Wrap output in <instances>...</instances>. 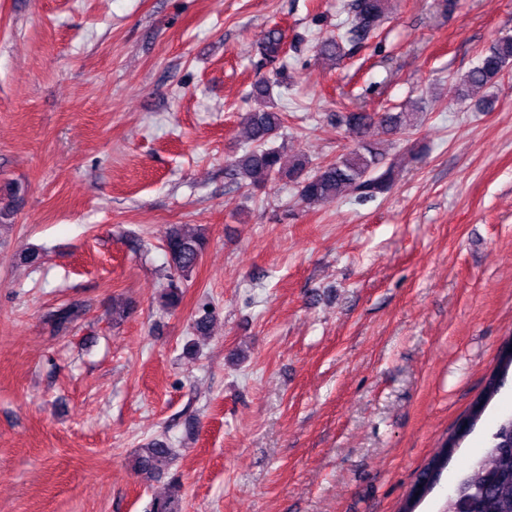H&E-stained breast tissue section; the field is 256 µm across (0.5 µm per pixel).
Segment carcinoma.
I'll return each instance as SVG.
<instances>
[{
	"instance_id": "1",
	"label": "carcinoma",
	"mask_w": 512,
	"mask_h": 512,
	"mask_svg": "<svg viewBox=\"0 0 512 512\" xmlns=\"http://www.w3.org/2000/svg\"><path fill=\"white\" fill-rule=\"evenodd\" d=\"M351 18L345 32L325 39L317 46V54L340 60L347 55V46L369 40L383 23L388 13V0H352ZM261 48L271 60L286 55L282 34L270 29L264 35ZM512 69V35L496 39L482 53L476 66L463 74L455 85V93L463 97L472 87L495 84L503 74ZM287 84L285 67L275 73V80L253 84L248 96L254 108L245 113V126L250 146L231 162V175L243 187L253 185L251 179L262 175L268 180L287 179L297 188L299 198L309 205L335 201L345 190L351 189L362 201L373 200L387 193L398 177L407 159H417L420 150L412 147L393 157L366 141L369 129L377 125L392 134H402L413 127L402 113L349 112L345 125L354 140V146L335 161L313 167L302 156L285 159L284 147L275 145L279 131L284 128L283 113L274 99V88ZM208 241L203 233L186 234L173 227L165 240V250L170 265L178 277L186 280L197 267ZM75 305H65L50 313L51 320L63 328L79 316ZM512 357L499 361L496 371L488 379L481 398L484 403L498 393L509 370ZM483 411L473 413L467 430L452 433L444 440L429 462L438 465V471L447 468L461 441L467 437L480 420ZM174 451L162 440H154L139 449L134 459V469L150 479L159 476L172 463ZM181 485L173 483L162 498L151 503L150 512H182ZM447 512H512V415L504 417L491 433L490 447L483 459L475 463L470 472L448 495Z\"/></svg>"
}]
</instances>
